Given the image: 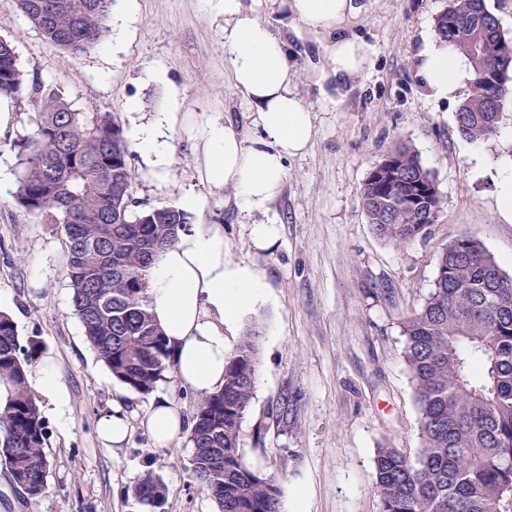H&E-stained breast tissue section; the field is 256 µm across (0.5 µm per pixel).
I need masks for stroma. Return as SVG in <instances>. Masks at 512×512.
<instances>
[{"mask_svg":"<svg viewBox=\"0 0 512 512\" xmlns=\"http://www.w3.org/2000/svg\"><path fill=\"white\" fill-rule=\"evenodd\" d=\"M449 0H363L346 24L369 47L365 73L325 106L310 71L315 41L289 40L288 61L302 101L315 114L308 150L289 158L287 178L268 212L279 226L277 247L254 248L249 216L224 191L202 183L196 146L170 133L172 163L163 181L147 175L139 151L129 163L142 208L173 207L187 193L204 202L193 224H220L228 256L252 265L270 285L269 299L243 320L259 324L260 367L241 430L248 466L276 475L282 512H381L373 459L395 448L416 460L419 414L404 360L402 321L425 302L439 254L463 234L482 241L512 276V221L501 216L497 181L512 171V100L496 135L464 137L455 101L432 98L417 54ZM0 38L10 41L29 84L60 87L75 109L114 113L123 128L177 110L202 121L219 112L245 138L259 137L252 113L224 60L219 0H135L128 17L110 16L104 42L72 57L46 41L0 0ZM159 71V80L145 81ZM0 125V310L21 341L51 357L68 392L63 414L49 413L44 448L52 462L49 492L33 501L0 469V512H218L192 480L187 435L156 448L144 426L155 396L193 413L198 394L173 381L140 395L113 379L87 342L65 277L62 225L43 223L14 198L20 171L16 143L34 129L30 101H8ZM411 145L436 181L440 204L425 235L397 247L376 236L363 212L369 171L397 143ZM122 404L129 433L119 448L99 439V416ZM165 488L156 509L133 493L145 473Z\"/></svg>","mask_w":512,"mask_h":512,"instance_id":"1","label":"stroma"}]
</instances>
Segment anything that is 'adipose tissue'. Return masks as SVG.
Returning <instances> with one entry per match:
<instances>
[{"label":"adipose tissue","instance_id":"obj_1","mask_svg":"<svg viewBox=\"0 0 512 512\" xmlns=\"http://www.w3.org/2000/svg\"><path fill=\"white\" fill-rule=\"evenodd\" d=\"M222 2L224 57L261 137L245 140L217 112L199 124L185 122L177 112H160L150 124L133 127L130 136L148 160L150 177L160 180L173 155L167 133L183 128L196 143L200 179L230 190L241 213L264 214L283 190L288 159L305 151L315 135L313 111L297 93L288 65V37L321 38L325 63L316 74L319 84L362 76L368 47L343 34L342 27L363 5L361 0ZM264 4L274 23L260 19ZM420 58V74L435 99L456 100L472 79L468 61L450 46L428 43ZM268 289L255 268L228 258L223 225L193 224L180 231L177 243L153 263L149 288L150 311L173 349L180 384L201 395L223 385L231 352L226 336L267 300ZM184 422L181 407L159 398L147 420L153 445H170Z\"/></svg>","mask_w":512,"mask_h":512}]
</instances>
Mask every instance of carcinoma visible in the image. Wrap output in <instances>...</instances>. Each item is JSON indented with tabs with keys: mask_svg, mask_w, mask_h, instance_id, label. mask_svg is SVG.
<instances>
[{
	"mask_svg": "<svg viewBox=\"0 0 512 512\" xmlns=\"http://www.w3.org/2000/svg\"><path fill=\"white\" fill-rule=\"evenodd\" d=\"M115 0H16L20 14L48 42L77 57L103 41ZM435 38L472 68L460 103V132L474 142L494 136L512 85V39L485 0H450L435 18ZM28 98L33 132L17 144L16 201L47 224H62L66 278L85 336L112 378L141 395L170 381L175 359L149 312L154 257L178 241L188 214L173 207L137 209L136 177L123 127L110 112L72 108L50 86L31 91L10 42L0 39V98ZM404 183L368 173L363 208L377 235L396 246L425 234L439 207L435 178L408 144L387 153ZM431 188L412 204L401 195ZM404 358L413 384L422 449L409 461L396 448L374 459L382 512H499L512 494V277L483 243L463 235L443 248L423 306L403 321ZM259 326L249 328L224 365V387L202 396L191 416L192 476L218 512H281V486L249 468L241 424L259 373ZM12 316L0 311V468L32 500L46 496L51 461L47 423L29 385L27 357ZM135 494L154 507L165 493L146 473Z\"/></svg>",
	"mask_w": 512,
	"mask_h": 512,
	"instance_id": "1",
	"label": "carcinoma"
}]
</instances>
